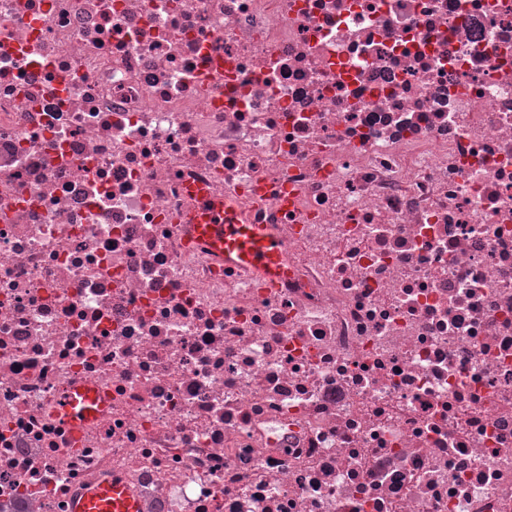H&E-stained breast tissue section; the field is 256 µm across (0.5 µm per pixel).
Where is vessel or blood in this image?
Listing matches in <instances>:
<instances>
[{"label":"vessel or blood","mask_w":512,"mask_h":512,"mask_svg":"<svg viewBox=\"0 0 512 512\" xmlns=\"http://www.w3.org/2000/svg\"><path fill=\"white\" fill-rule=\"evenodd\" d=\"M196 233L203 241L221 249L230 262L246 263L276 272L281 245L264 224L236 223L227 204H211L202 209ZM71 512H138L135 496L119 480L95 486L75 502Z\"/></svg>","instance_id":"b4317fda"}]
</instances>
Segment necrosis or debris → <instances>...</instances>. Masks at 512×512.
Returning <instances> with one entry per match:
<instances>
[{
  "label": "necrosis or debris",
  "instance_id": "1",
  "mask_svg": "<svg viewBox=\"0 0 512 512\" xmlns=\"http://www.w3.org/2000/svg\"><path fill=\"white\" fill-rule=\"evenodd\" d=\"M111 476L512 512V0H0V512ZM197 236L224 251V260L277 271L281 245L266 224H237L228 204L204 205ZM78 397H82V402L78 400V398L70 397L65 401V404L61 407V412L65 416L67 420L72 422L73 424H78L81 420V417H86L90 412V405L92 404V397L86 396L83 394V391L80 390L78 392ZM80 404L79 409L77 410V406Z\"/></svg>",
  "mask_w": 512,
  "mask_h": 512
}]
</instances>
